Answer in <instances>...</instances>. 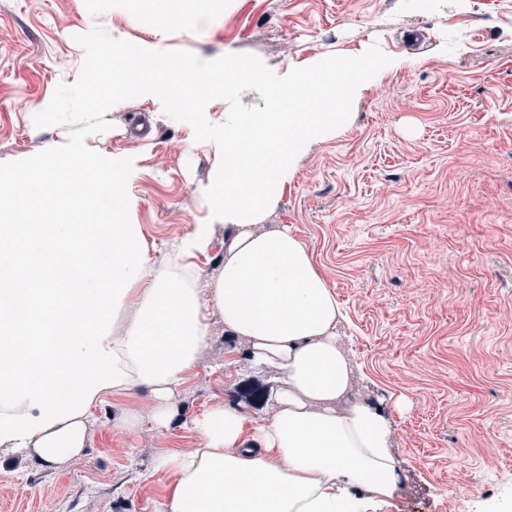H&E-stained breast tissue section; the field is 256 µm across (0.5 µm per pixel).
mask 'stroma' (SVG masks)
<instances>
[{
	"label": "stroma",
	"instance_id": "1",
	"mask_svg": "<svg viewBox=\"0 0 512 512\" xmlns=\"http://www.w3.org/2000/svg\"><path fill=\"white\" fill-rule=\"evenodd\" d=\"M166 22L138 0H0V162L63 145L36 127L58 84L74 83L77 35L209 61L252 54L276 75L374 57L384 70L344 104L341 135L318 139L265 211L304 242L346 318L354 393L393 422L403 475L365 512H512V0H183ZM400 69H387L389 59ZM87 137L133 158L120 187L155 269L192 225L212 221L220 156L158 97L120 102ZM188 263L197 287L224 266V231ZM209 340L171 398L164 431L138 388L93 407L82 457L63 468L0 451V512H159L170 450L200 447L190 420L221 403L253 419L270 405L243 340L209 320ZM139 412L130 432L122 419Z\"/></svg>",
	"mask_w": 512,
	"mask_h": 512
}]
</instances>
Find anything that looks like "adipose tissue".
<instances>
[{
  "mask_svg": "<svg viewBox=\"0 0 512 512\" xmlns=\"http://www.w3.org/2000/svg\"><path fill=\"white\" fill-rule=\"evenodd\" d=\"M375 72L369 59L289 72L265 111L232 113L223 176L206 191L224 223V268L204 289L184 269L154 271L140 225L124 223L114 185L130 161L103 170L75 150L0 181L12 212L0 224V448L52 468L74 462L93 406L138 387L154 428L167 429V402L215 313L265 375L271 412L253 424L219 404L193 418L202 446L158 460L173 476L162 512H350L354 492L395 494L392 421L350 397L335 294L288 226L258 227L311 142L346 130L341 107ZM214 223L193 225L181 254L204 251ZM131 302L136 317L119 323Z\"/></svg>",
  "mask_w": 512,
  "mask_h": 512,
  "instance_id": "ef3b65f1",
  "label": "adipose tissue"
}]
</instances>
